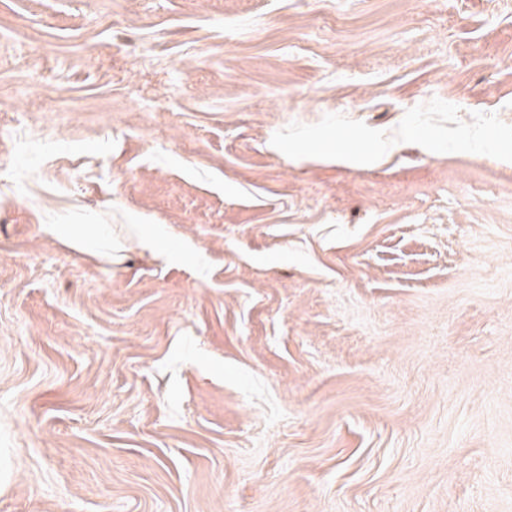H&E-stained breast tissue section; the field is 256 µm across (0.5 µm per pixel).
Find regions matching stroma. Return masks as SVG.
Instances as JSON below:
<instances>
[{
	"instance_id": "35a3bbf8",
	"label": "stroma",
	"mask_w": 512,
	"mask_h": 512,
	"mask_svg": "<svg viewBox=\"0 0 512 512\" xmlns=\"http://www.w3.org/2000/svg\"><path fill=\"white\" fill-rule=\"evenodd\" d=\"M0 512H512V0H0ZM47 231L85 250L100 251L112 247V240L99 224H50Z\"/></svg>"
}]
</instances>
